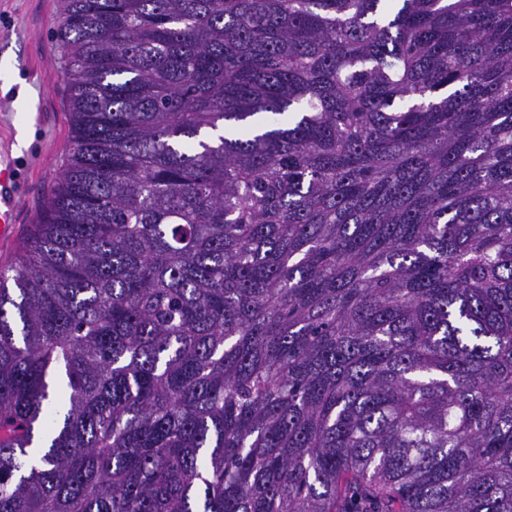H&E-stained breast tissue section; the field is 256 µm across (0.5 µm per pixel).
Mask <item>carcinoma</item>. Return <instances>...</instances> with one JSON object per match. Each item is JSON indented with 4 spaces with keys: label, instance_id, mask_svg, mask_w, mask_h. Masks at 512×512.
<instances>
[{
    "label": "carcinoma",
    "instance_id": "carcinoma-1",
    "mask_svg": "<svg viewBox=\"0 0 512 512\" xmlns=\"http://www.w3.org/2000/svg\"><path fill=\"white\" fill-rule=\"evenodd\" d=\"M62 2L0 512H512V0Z\"/></svg>",
    "mask_w": 512,
    "mask_h": 512
}]
</instances>
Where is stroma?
<instances>
[{
  "label": "stroma",
  "mask_w": 512,
  "mask_h": 512,
  "mask_svg": "<svg viewBox=\"0 0 512 512\" xmlns=\"http://www.w3.org/2000/svg\"><path fill=\"white\" fill-rule=\"evenodd\" d=\"M60 0H0V128L16 130L9 156L28 178L18 184L15 241L0 244V267L14 261L67 162L70 138L68 80L54 47L51 18Z\"/></svg>",
  "instance_id": "stroma-1"
}]
</instances>
